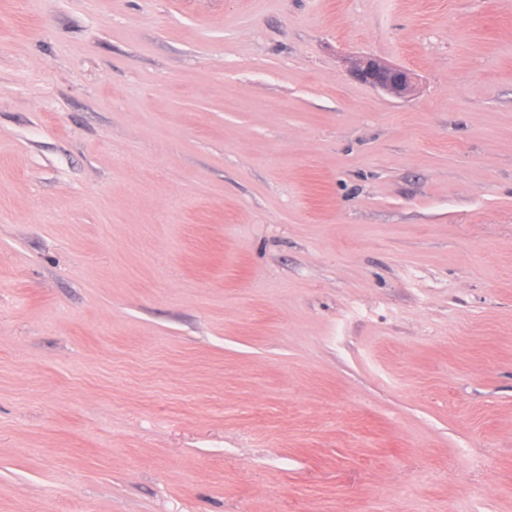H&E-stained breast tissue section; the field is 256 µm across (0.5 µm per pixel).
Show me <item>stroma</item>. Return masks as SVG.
I'll return each instance as SVG.
<instances>
[{"mask_svg": "<svg viewBox=\"0 0 512 512\" xmlns=\"http://www.w3.org/2000/svg\"><path fill=\"white\" fill-rule=\"evenodd\" d=\"M0 512H512V0H0ZM353 72L363 82L397 97H406L413 91V75L409 69L374 57L360 59Z\"/></svg>", "mask_w": 512, "mask_h": 512, "instance_id": "35a3bbf8", "label": "stroma"}]
</instances>
